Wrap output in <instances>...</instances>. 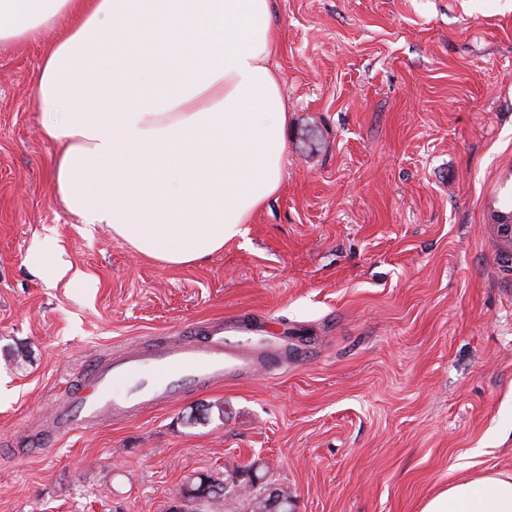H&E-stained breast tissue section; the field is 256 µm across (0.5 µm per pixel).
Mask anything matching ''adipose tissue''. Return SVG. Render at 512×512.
I'll use <instances>...</instances> for the list:
<instances>
[{"label":"adipose tissue","mask_w":512,"mask_h":512,"mask_svg":"<svg viewBox=\"0 0 512 512\" xmlns=\"http://www.w3.org/2000/svg\"><path fill=\"white\" fill-rule=\"evenodd\" d=\"M273 0H0V44L39 41L54 189L84 224L170 266L243 237L278 193L288 112ZM422 512H512V478L456 482Z\"/></svg>","instance_id":"1"}]
</instances>
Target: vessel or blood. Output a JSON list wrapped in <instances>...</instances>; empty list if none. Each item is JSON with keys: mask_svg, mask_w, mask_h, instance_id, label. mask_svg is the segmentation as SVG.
<instances>
[{"mask_svg": "<svg viewBox=\"0 0 512 512\" xmlns=\"http://www.w3.org/2000/svg\"><path fill=\"white\" fill-rule=\"evenodd\" d=\"M279 364L276 352L230 348L213 339L133 347L95 365L74 398L59 406L52 428L62 434L80 424L129 419L190 389L233 376L271 373Z\"/></svg>", "mask_w": 512, "mask_h": 512, "instance_id": "vessel-or-blood-1", "label": "vessel or blood"}]
</instances>
